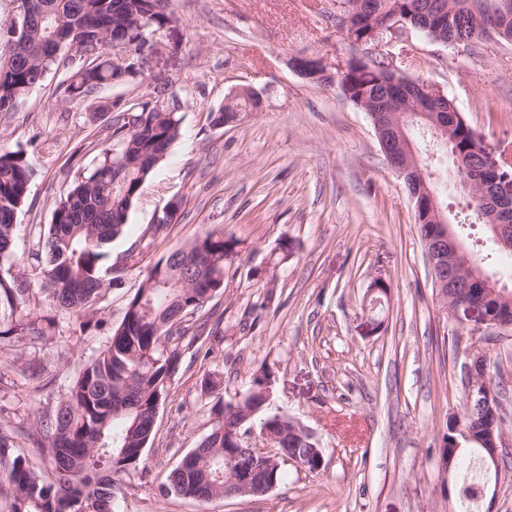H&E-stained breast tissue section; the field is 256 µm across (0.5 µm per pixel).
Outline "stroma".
<instances>
[{
  "label": "stroma",
  "instance_id": "stroma-1",
  "mask_svg": "<svg viewBox=\"0 0 512 512\" xmlns=\"http://www.w3.org/2000/svg\"><path fill=\"white\" fill-rule=\"evenodd\" d=\"M175 12L141 75L69 101L61 82L86 60L64 52L14 111L0 112V140L22 147L33 169L12 260L34 286L40 273L30 254L55 198L97 164L112 132L111 104L161 97L182 117L181 139L109 247L98 324L81 328L37 291L31 306L54 317L52 339L0 343V429L13 433L15 454L55 480L23 429L55 409L107 344L147 268L220 228L233 243L224 289L189 319L208 332L209 353L182 351L144 453L149 472L123 479L114 512H459L442 464L447 422L465 404L467 357L454 353L457 344L489 356L502 418L499 464L473 512H512V334H472L471 322L449 312L433 286L414 203L367 112L338 84L307 80L291 65L300 55L331 68L393 59L400 75L442 91L490 149L512 151V41L464 47L410 31L369 48L337 26L336 0H175ZM243 86L262 93V111L212 126L209 112ZM175 200L177 221L158 225ZM147 229L151 246L128 259ZM376 282L385 286L377 297ZM262 369L271 378L265 415L306 428L323 469L285 463L261 497L202 503L165 493L170 471L212 428L202 377L220 380L230 402Z\"/></svg>",
  "mask_w": 512,
  "mask_h": 512
}]
</instances>
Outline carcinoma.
Returning a JSON list of instances; mask_svg holds the SVG:
<instances>
[{
	"label": "carcinoma",
	"instance_id": "obj_1",
	"mask_svg": "<svg viewBox=\"0 0 512 512\" xmlns=\"http://www.w3.org/2000/svg\"><path fill=\"white\" fill-rule=\"evenodd\" d=\"M439 0H363L362 26L357 39L368 40L369 18L385 20L400 15L411 30H422ZM496 21L506 25L512 40V0H450L448 36L467 42L482 35L485 14L491 5ZM176 21L171 0H35L32 32L27 48L0 62V112L13 111L18 103L55 67L51 52L54 37L94 38L100 31L141 51L147 35ZM90 70H78L61 82L69 100L87 96L102 85L125 81L129 68L112 65V57L99 53ZM394 74L367 69L360 59L350 62L338 81L343 95L357 104L393 94ZM130 113L132 123L112 126L114 141L104 145L96 166L79 174L54 202L48 233L35 253L56 305L89 324L98 313L104 283L102 263L106 248L126 225L129 210L140 190L170 147L181 138L182 117L173 111L131 102L118 116ZM457 148L473 156L481 148L470 130L455 128ZM33 171L25 151L0 144V259L12 256L16 217L25 203ZM232 245L220 230H211L190 245L178 248L150 266L141 287L128 300L119 326L105 347L93 356L69 386L66 398L37 424L44 438L45 456L60 474L59 483L45 481L19 455L12 454V436L0 432V492L8 491L9 512H77L83 504L92 512H112V503L125 477L148 470L144 450L154 429L153 413L165 401L179 369L176 341L186 337L184 318L202 309L224 285V259ZM30 288L21 275H0V339L39 341L52 335L54 319L29 307ZM267 374L254 379L255 393L231 411L211 376L201 380V393L216 397L211 406L214 422L227 428L211 431L201 445L187 453L168 475L166 490L190 493L199 500L224 494V476L247 463L235 456L232 427L264 408ZM279 429L277 448L282 457L269 477L279 480L281 463L293 456L308 471L322 467L321 458L308 451L294 435L295 424L273 415L264 425ZM444 435L446 448L460 444L452 470L476 468L468 458L483 449V424L463 416L451 418ZM483 478L473 472L456 484V495L465 503L478 499Z\"/></svg>",
	"mask_w": 512,
	"mask_h": 512
}]
</instances>
